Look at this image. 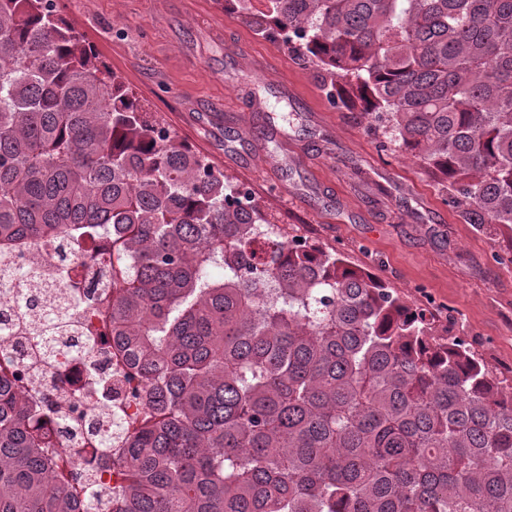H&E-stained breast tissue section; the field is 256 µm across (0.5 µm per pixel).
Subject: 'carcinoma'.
<instances>
[{"instance_id":"1","label":"carcinoma","mask_w":512,"mask_h":512,"mask_svg":"<svg viewBox=\"0 0 512 512\" xmlns=\"http://www.w3.org/2000/svg\"><path fill=\"white\" fill-rule=\"evenodd\" d=\"M224 0L330 76L468 224L512 235V0ZM106 224L112 340L140 416L79 460L44 455L39 409L0 379V512H512V395L379 277L294 248L251 192L162 125L48 0H0V239ZM224 269L216 283L209 267ZM26 297L52 286L0 268ZM70 307L39 315L56 348ZM125 482L108 498L100 474Z\"/></svg>"}]
</instances>
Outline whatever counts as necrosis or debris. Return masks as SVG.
Returning <instances> with one entry per match:
<instances>
[{
  "label": "necrosis or debris",
  "instance_id": "obj_1",
  "mask_svg": "<svg viewBox=\"0 0 512 512\" xmlns=\"http://www.w3.org/2000/svg\"><path fill=\"white\" fill-rule=\"evenodd\" d=\"M58 242L47 241L37 246L14 248L0 247V264L5 266L27 265L35 267L46 281L57 283L67 275L58 257ZM95 262L83 270L92 284L93 298L75 297L70 312L71 322L82 336L84 350L69 357L63 354L43 357L38 353V342L24 329L12 330L0 336V373L19 380L35 404L51 400L53 415L44 417L43 425L62 445L63 437L58 417L70 416L73 408H80L85 417L95 418L99 425H106L107 413L113 412L131 418L136 405L129 398V385L123 379L129 370L119 352L112 347V323L107 302L112 285L111 235L103 233L97 240ZM111 373L113 379L122 380V387L95 390L92 377ZM87 393L82 405H75L77 394Z\"/></svg>",
  "mask_w": 512,
  "mask_h": 512
}]
</instances>
